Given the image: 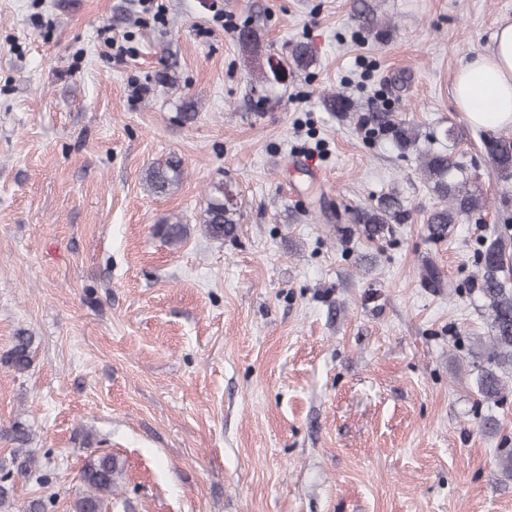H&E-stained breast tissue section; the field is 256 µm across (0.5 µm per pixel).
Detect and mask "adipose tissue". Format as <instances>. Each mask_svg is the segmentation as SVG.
I'll return each instance as SVG.
<instances>
[{
	"label": "adipose tissue",
	"mask_w": 512,
	"mask_h": 512,
	"mask_svg": "<svg viewBox=\"0 0 512 512\" xmlns=\"http://www.w3.org/2000/svg\"><path fill=\"white\" fill-rule=\"evenodd\" d=\"M453 95L473 126L512 125V22H502L490 50L460 68Z\"/></svg>",
	"instance_id": "adipose-tissue-1"
}]
</instances>
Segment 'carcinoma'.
Returning <instances> with one entry per match:
<instances>
[{
    "label": "carcinoma",
    "mask_w": 512,
    "mask_h": 512,
    "mask_svg": "<svg viewBox=\"0 0 512 512\" xmlns=\"http://www.w3.org/2000/svg\"><path fill=\"white\" fill-rule=\"evenodd\" d=\"M238 43L246 52L259 48L256 32L248 25L242 26L237 35ZM293 65L307 67L312 62L308 47L295 44L290 50ZM373 129L391 139L401 150L418 149L419 132L416 127L393 112H374L366 118ZM487 151L500 178L512 179V143L491 140ZM423 175L432 192L444 201L426 220V229L434 238H445L458 218L483 207L478 195L467 188L468 178L458 162L445 151H427L422 155ZM182 161L169 156L163 162L146 170L145 183L156 196L170 195L182 183ZM399 212L393 200L350 211L349 223L371 240H379L392 233V224ZM207 235L215 240L233 234L238 224V209L219 180L209 186L206 205L200 214ZM157 234L170 246H179L187 237L188 224L180 214H171L156 225ZM479 283L474 287L478 297L490 313V348L485 353V365L476 378L478 395L486 402L498 401L504 387L501 373L512 372V270L506 264L505 248L494 240L478 252ZM33 337L17 333L8 362L18 373L27 371L32 361ZM12 468L0 465V512H55L56 498H35L22 510L14 503V476L26 477L37 469V459L28 450L16 448L11 455ZM123 468L110 454L99 455L84 466L81 480L86 490L75 499L70 512H103L105 502L122 478Z\"/></svg>",
    "instance_id": "obj_1"
}]
</instances>
